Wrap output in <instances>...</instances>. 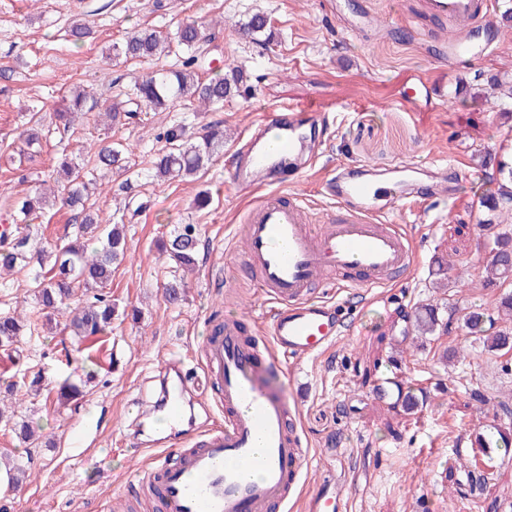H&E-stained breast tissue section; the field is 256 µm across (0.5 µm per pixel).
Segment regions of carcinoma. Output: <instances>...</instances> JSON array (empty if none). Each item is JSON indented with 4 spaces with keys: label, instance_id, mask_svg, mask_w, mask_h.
Segmentation results:
<instances>
[{
    "label": "carcinoma",
    "instance_id": "cac0c4a2",
    "mask_svg": "<svg viewBox=\"0 0 512 512\" xmlns=\"http://www.w3.org/2000/svg\"><path fill=\"white\" fill-rule=\"evenodd\" d=\"M240 30L256 42H268L272 30L267 17L261 13L250 15L239 25ZM209 41L206 29L195 23H184L170 35L162 36L148 28L128 33L123 41L112 44L113 57L154 60L174 53L181 58L177 68L160 69L150 78L133 85L134 101L149 107H163L180 101L197 100L204 106L221 107L224 101L240 92L244 72L231 68L224 74L206 81L197 71L202 48ZM479 85L497 94V100L512 102V74L474 76ZM98 99L82 88L76 87L66 96V107L55 113L56 120L68 128L77 113H92ZM166 149L152 160L154 176L167 180H184L196 175L224 146V126L216 122L205 127L203 134L192 136L186 124L175 123L159 134ZM124 150L110 145L98 149L81 164L64 154L57 162V171L66 177L61 188L60 203L73 213V231L68 242L48 251L34 239L27 219L44 209L43 189L37 188L17 202V212L23 216L15 229L0 235V272L10 273L16 267L28 272L36 303V316H22L9 310L0 312V349L9 350L24 333L34 334L43 328L39 319L52 321L55 314H67L64 331L69 340H61L63 350L68 345L79 344L93 336L112 332L117 307L111 296L104 292L112 282V273L127 255V241L122 224H104L99 215L87 206L98 182L114 168H121ZM495 190L483 199L488 218L482 220L485 231L486 257L484 261L483 287L498 288L512 280V225L501 227L498 216L512 215V154L497 159L490 174ZM165 252L176 268L188 271L197 266L198 238L193 225L186 224L175 230L165 242ZM461 327L473 336L483 339L484 347L498 351L512 345V332L494 329L495 319L478 310L463 313ZM448 329L439 317L438 308L426 307L414 318L413 331L418 335L433 336ZM14 387L8 386L0 403L10 406L0 409V421L13 422L17 438L27 447H36L41 439L39 427L17 418L13 402ZM475 444L486 450L507 449L512 446L509 436L501 429L480 432Z\"/></svg>",
    "mask_w": 512,
    "mask_h": 512
}]
</instances>
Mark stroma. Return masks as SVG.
Returning <instances> with one entry per match:
<instances>
[{
  "label": "stroma",
  "mask_w": 512,
  "mask_h": 512,
  "mask_svg": "<svg viewBox=\"0 0 512 512\" xmlns=\"http://www.w3.org/2000/svg\"><path fill=\"white\" fill-rule=\"evenodd\" d=\"M397 5L393 28L343 30L342 20ZM265 14L271 42L256 45L238 22ZM88 24L91 38L73 45L67 30ZM210 26L199 61L204 77L242 67L247 81L223 108L199 111L194 103L132 112L125 125L85 119L56 129L53 114L75 85L124 109L131 80L170 67L107 60L112 43L134 27L169 31L180 22ZM446 23L434 22L424 0H0V225L11 223L13 201L48 179L57 156L105 141L123 144V169L90 202L101 216L124 226L128 251L110 292L118 308H138L137 319H117L112 331L61 352L60 329L23 338L19 360L0 351V390L41 370L49 386L82 382L78 404L39 396L26 416L42 431L40 447L19 444L0 423V457L22 460L23 487L0 493V512H155L140 487L149 435L138 418L157 394V376L171 354L186 361L189 378L205 367L201 346L226 312L263 318L265 301L252 293L241 270L240 217L247 196L233 188L231 148L267 106L311 102L332 122L313 168L285 177L315 210L328 209L323 184L333 169L368 165L387 170L403 162L451 163L460 190L452 200L393 207L415 253L414 267L351 307V333L325 354L303 361L278 358L275 384L298 407L310 466L305 493L323 477L352 478L350 512H512V453L472 445L475 432L496 425L498 401L512 399V349L486 351L479 337L458 327L407 343L411 317L424 303L442 318L463 309L495 314L496 289L482 285L484 241L476 228L481 199L494 186L487 158L512 151V112L475 85V73L512 72V32L491 36L483 55L451 59L443 51ZM427 83L433 99L408 101L411 87ZM194 129L220 122L224 147L200 173L178 181L151 174L164 142L159 132L176 122ZM43 130L32 157L13 143L30 126ZM212 195L198 209L199 192ZM184 224L194 225L199 262L186 278L185 295L171 303L164 289L175 265L160 249ZM454 261L464 280L438 287V266ZM463 357L448 359L450 349ZM425 396L416 414H404L400 393ZM456 469L459 485L446 475Z\"/></svg>",
  "instance_id": "1"
}]
</instances>
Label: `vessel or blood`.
Returning a JSON list of instances; mask_svg holds the SVG:
<instances>
[{"label":"vessel or blood","mask_w":512,"mask_h":512,"mask_svg":"<svg viewBox=\"0 0 512 512\" xmlns=\"http://www.w3.org/2000/svg\"><path fill=\"white\" fill-rule=\"evenodd\" d=\"M430 14L458 28L445 41L448 57L475 53L472 35L487 22L489 0H425ZM322 109L283 105L264 110L234 145L231 183L252 196L242 218L243 253L257 277L254 286L269 302L267 332L242 333L243 323L224 320V335L203 346L205 367L221 389L223 427L179 450L176 462L155 459L145 480L163 512H285L302 490L308 450L297 414L273 385L277 356L302 360L322 354L341 339L338 307L310 295L315 284L336 277L350 288L387 284L398 270L410 269L415 252L407 237L390 224L385 200L403 204L423 196L452 197L443 166L403 164L384 172L344 166L325 181L335 211L315 220L297 192H265L278 175L299 174L313 166L323 139ZM179 370L178 391H165L160 406L170 421L184 411L190 381ZM349 501L325 484L310 498L308 512H348Z\"/></svg>","instance_id":"vessel-or-blood-1"}]
</instances>
